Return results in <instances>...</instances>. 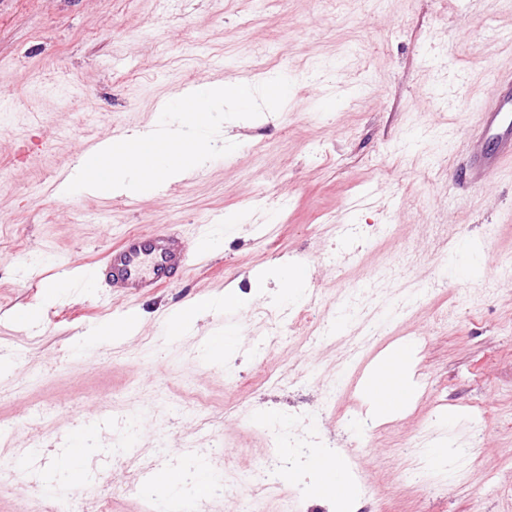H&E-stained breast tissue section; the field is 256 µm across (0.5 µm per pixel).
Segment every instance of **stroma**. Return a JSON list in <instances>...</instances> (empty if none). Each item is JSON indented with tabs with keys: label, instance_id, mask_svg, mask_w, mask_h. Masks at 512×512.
Instances as JSON below:
<instances>
[{
	"label": "stroma",
	"instance_id": "1",
	"mask_svg": "<svg viewBox=\"0 0 512 512\" xmlns=\"http://www.w3.org/2000/svg\"><path fill=\"white\" fill-rule=\"evenodd\" d=\"M512 0H0V427L38 448L31 475L0 473V512H37L43 476H56L62 436L91 421L92 398L112 408L91 433L86 481L66 496L104 512H161L142 476L165 447L213 448L227 492L204 512H336L290 475L257 492L246 477L271 454L267 420L290 418L294 438L335 448L355 470L357 512H512V174L484 188L453 181L470 112L512 70ZM276 73L292 82L278 112L240 121L237 149L195 176L148 195L62 197L76 145L108 128L151 124L156 99L182 84ZM353 89L313 107L323 85ZM245 216L157 297L98 304L86 271L130 231L170 227L189 242ZM349 224L361 225L345 235ZM488 240L494 271L463 284L445 266L453 247ZM304 267L308 309L251 300L254 273ZM389 278L378 279L383 268ZM71 285L53 300L48 288ZM371 310L423 289L378 336L358 321L331 331L348 284ZM236 285L243 341L206 363L193 333L168 336L167 318ZM40 313L20 328L15 314ZM282 335H273L271 316ZM134 330L93 341L106 321ZM409 344L415 396L400 416L359 431L369 413L360 359ZM137 420L134 456L120 428ZM447 438L463 450L454 476L415 478L412 453Z\"/></svg>",
	"mask_w": 512,
	"mask_h": 512
}]
</instances>
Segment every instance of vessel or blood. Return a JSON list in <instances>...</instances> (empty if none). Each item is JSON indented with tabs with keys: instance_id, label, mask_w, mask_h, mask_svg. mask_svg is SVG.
I'll use <instances>...</instances> for the list:
<instances>
[{
	"instance_id": "b4317fda",
	"label": "vessel or blood",
	"mask_w": 512,
	"mask_h": 512,
	"mask_svg": "<svg viewBox=\"0 0 512 512\" xmlns=\"http://www.w3.org/2000/svg\"><path fill=\"white\" fill-rule=\"evenodd\" d=\"M482 145L473 147L459 168L461 184L478 187L512 166V71L498 77L491 106L477 110ZM190 253L169 229L126 234L109 248L92 270L110 298H142L178 281Z\"/></svg>"
}]
</instances>
